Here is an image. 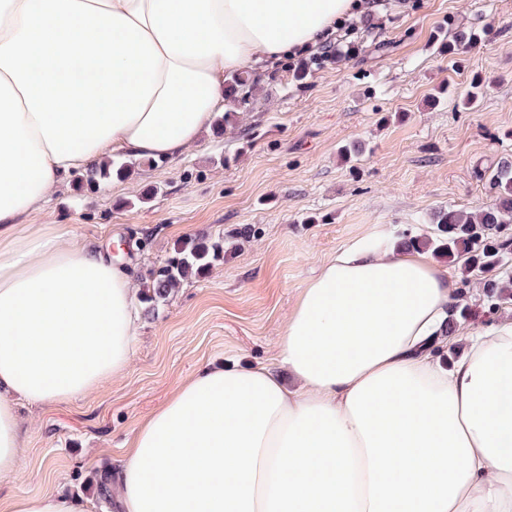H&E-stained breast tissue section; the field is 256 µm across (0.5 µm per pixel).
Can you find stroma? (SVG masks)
Segmentation results:
<instances>
[{"label":"stroma","mask_w":512,"mask_h":512,"mask_svg":"<svg viewBox=\"0 0 512 512\" xmlns=\"http://www.w3.org/2000/svg\"><path fill=\"white\" fill-rule=\"evenodd\" d=\"M484 27L490 37L454 54L435 40ZM336 38L355 52L306 83L289 80L291 59L254 70L256 94L223 136L94 192L69 181L31 216L94 246H131L142 282L202 231L223 237L224 256L142 316L121 378L67 405L17 401L25 450L1 501L53 488L109 512L94 471L117 466L140 421L201 365L272 363L325 260L357 239L427 234L438 210L491 203L476 173L512 157V0H383L370 27ZM476 75L496 85L463 108ZM355 141L364 154L341 158ZM246 224L258 236L239 238Z\"/></svg>","instance_id":"obj_1"}]
</instances>
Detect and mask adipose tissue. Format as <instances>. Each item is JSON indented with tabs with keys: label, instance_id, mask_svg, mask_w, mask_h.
I'll list each match as a JSON object with an SVG mask.
<instances>
[{
	"label": "adipose tissue",
	"instance_id": "1",
	"mask_svg": "<svg viewBox=\"0 0 512 512\" xmlns=\"http://www.w3.org/2000/svg\"><path fill=\"white\" fill-rule=\"evenodd\" d=\"M371 0H0V481L24 448L14 401L64 405L122 375L129 265L28 229L75 172L173 158L229 73L309 52ZM458 285L419 251L326 260L273 364L198 368L127 443L122 512H512V320L450 364ZM7 512H86L50 490Z\"/></svg>",
	"mask_w": 512,
	"mask_h": 512
}]
</instances>
